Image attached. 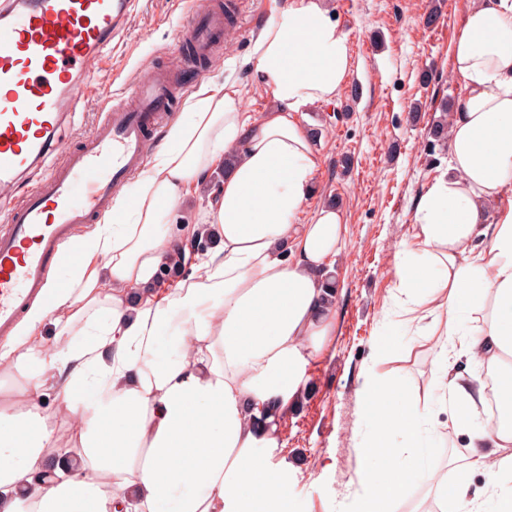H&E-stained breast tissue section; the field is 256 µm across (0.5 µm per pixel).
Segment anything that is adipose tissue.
Instances as JSON below:
<instances>
[{"label":"adipose tissue","instance_id":"obj_1","mask_svg":"<svg viewBox=\"0 0 512 512\" xmlns=\"http://www.w3.org/2000/svg\"><path fill=\"white\" fill-rule=\"evenodd\" d=\"M244 63L273 108L246 111L229 82L205 89L132 190L77 240L67 278L48 281L49 297L0 344V512H287L288 479L265 451L336 334L326 279L345 245L340 210L312 202L321 158L302 118L347 81L349 36L326 0H288ZM453 76L451 173L420 195L418 246L402 247L395 268L409 304L435 305L439 393L420 400L366 375L374 426L364 446L375 463L354 512H393L409 477L428 469L422 418L451 409L468 431L466 466L484 483L435 481L439 512H512V207L488 218L512 186V0H475ZM203 187L195 221L165 234L173 209ZM206 227L219 243L193 253ZM175 251L189 273L159 289L155 275ZM457 336L460 354L497 369L494 425L471 426L486 378L448 374ZM47 387L73 422L77 471L50 464L58 439L39 403Z\"/></svg>","mask_w":512,"mask_h":512}]
</instances>
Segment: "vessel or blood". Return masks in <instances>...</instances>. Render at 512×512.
Instances as JSON below:
<instances>
[{
  "instance_id": "1",
  "label": "vessel or blood",
  "mask_w": 512,
  "mask_h": 512,
  "mask_svg": "<svg viewBox=\"0 0 512 512\" xmlns=\"http://www.w3.org/2000/svg\"><path fill=\"white\" fill-rule=\"evenodd\" d=\"M133 0H0V192L31 174L34 189L0 219V335L47 297L49 271L73 229L112 207L143 165L164 113L202 76L226 33L214 0L192 9L179 62L148 66L113 101L102 60L122 37ZM96 100L104 118L78 144L58 136L68 113ZM55 163H48L49 155Z\"/></svg>"
}]
</instances>
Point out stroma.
<instances>
[{
    "label": "stroma",
    "mask_w": 512,
    "mask_h": 512,
    "mask_svg": "<svg viewBox=\"0 0 512 512\" xmlns=\"http://www.w3.org/2000/svg\"><path fill=\"white\" fill-rule=\"evenodd\" d=\"M230 34L209 63L202 85L236 80L247 111H268L273 101L242 61L271 12V0H226ZM348 32L351 75L336 99L310 108L306 129H319L321 158L316 200L336 199L345 227V249L336 264V334L312 361L309 384L294 411L280 420L270 464L285 469L290 512H349L361 493V445L371 432L368 405L360 393L366 371L419 396L434 393L438 374L427 338L428 306L416 313L395 303L396 254L415 245V206L422 192L448 171L447 144H434V118L455 101L453 47L473 0H328ZM193 0H136L122 38L112 44L114 97L149 63L168 62L187 32ZM435 25H427L429 12ZM237 68H229V61ZM383 342L386 356L373 359ZM430 467L449 482L463 472L467 436L455 426L424 424Z\"/></svg>",
    "instance_id": "35a3bbf8"
}]
</instances>
